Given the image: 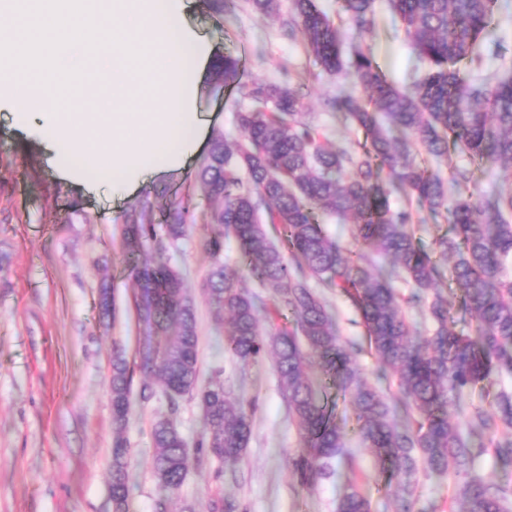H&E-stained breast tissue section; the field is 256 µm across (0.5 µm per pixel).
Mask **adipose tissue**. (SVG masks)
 <instances>
[{
	"mask_svg": "<svg viewBox=\"0 0 512 512\" xmlns=\"http://www.w3.org/2000/svg\"><path fill=\"white\" fill-rule=\"evenodd\" d=\"M193 0H0V89L23 133L44 141L64 181L123 197L185 167L206 127L194 68L208 38L185 22ZM102 32L88 43L81 35Z\"/></svg>",
	"mask_w": 512,
	"mask_h": 512,
	"instance_id": "ef3b65f1",
	"label": "adipose tissue"
}]
</instances>
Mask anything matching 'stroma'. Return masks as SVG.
<instances>
[{"label":"stroma","instance_id":"35a3bbf8","mask_svg":"<svg viewBox=\"0 0 512 512\" xmlns=\"http://www.w3.org/2000/svg\"><path fill=\"white\" fill-rule=\"evenodd\" d=\"M375 9L376 26L366 38L342 27L343 50L366 42L390 81L403 85L418 60L387 0H376ZM187 22L205 31L215 50L246 54V78L304 83L305 109L327 137L356 141L354 131L323 111L327 96L350 89L348 73H326L302 37L285 38L278 21L245 5L219 23L198 2ZM195 78L210 124L200 142L205 152L216 135L237 137V104L225 91L214 90L209 68ZM198 165L191 159L187 168L157 175L116 203L110 189L94 195L60 180L41 139L18 136L0 119V512H112V408L106 391L112 346L120 344L134 361L148 340L135 306L137 286L128 273L124 227L142 211L159 217L181 198L189 202L191 227L171 248L169 262L182 273L194 301L200 380L208 382L221 371L255 407L252 436L238 464L240 480H216L219 464L208 462L189 471L179 502L201 510L219 491L245 503L248 512H336L340 496L353 484L367 495L370 512H395L377 478L374 455L353 438L347 441L352 464L336 460L334 476L311 490L298 485L292 461L301 441L273 362L265 357L243 367L225 353L224 326L203 291L212 265L204 240L217 226L213 205L193 183ZM104 285L116 304L108 320L98 308ZM319 295L342 336L361 344L355 361L367 379H375L378 361L365 346L358 311L340 293L323 288ZM131 412L126 438L135 489L129 512H153L158 487L147 465L153 453L151 427L158 417L172 415L192 444L203 430L202 410L187 396L173 414L161 397L133 399ZM462 486V478L451 473L421 477L417 512H452L460 505Z\"/></svg>","mask_w":512,"mask_h":512}]
</instances>
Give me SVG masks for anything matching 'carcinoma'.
<instances>
[{
  "label": "carcinoma",
  "instance_id": "carcinoma-1",
  "mask_svg": "<svg viewBox=\"0 0 512 512\" xmlns=\"http://www.w3.org/2000/svg\"><path fill=\"white\" fill-rule=\"evenodd\" d=\"M247 2L256 14L279 18L286 34L300 33L326 71L349 72L364 96L342 91L325 105L363 139L354 147L327 143L322 127L303 111L299 91L256 78L244 82L242 58L215 53L214 84L250 102L236 112L241 138L215 136L195 177L205 198L220 203L218 231L205 241L214 264L204 291L218 316L229 320L225 352L242 366L272 356L302 441L293 474L303 488L329 476L334 459L350 456L337 402L325 398L322 383L307 374L316 362L354 407L357 434L376 457L397 512H414L422 470L468 477L461 512H512L511 482L472 474L476 457L484 453L512 462V440H496L512 431V392L493 394L488 410L474 408L466 435L448 417V406L464 391L485 389L493 375H512V280L503 279L512 257V193L475 197L470 168L512 163V75L490 80L466 72L481 64L477 47L492 34L509 0H389L394 20L427 63L426 71L404 86L389 81L360 46L343 57L339 28L316 0H292L285 17L278 0ZM374 2L340 0V10L359 33H370ZM206 7L218 19L239 3L206 0ZM452 150L469 164L456 167L448 182L417 161L423 152L438 159ZM394 191L406 196L407 209L391 210ZM415 208L445 213L448 231L431 250L408 231ZM188 214L189 205L179 200L159 224L125 225L130 275L139 288L136 305L149 333L163 341L141 354L137 366L113 346L112 512H128L133 488L125 430L135 371L141 373V401L161 394L173 414L189 395L203 412V433L193 453L171 417L154 422L150 467L159 493L153 512H172V500L194 465L215 457L234 467L251 438L255 402H245L225 385L220 369L207 384L199 380L195 306L182 274L167 262L170 247L187 234ZM333 215L353 217L362 249L349 250L323 231V218ZM226 237L239 243L245 270L268 295L239 286L240 271L224 265ZM370 250L389 258L390 267H373ZM450 254L457 256L450 288L460 292L462 313L476 321L467 334L454 330L452 301L435 288ZM401 275L413 285L405 299L392 286ZM314 279L342 292L359 312L380 362L378 382L352 366L358 344L339 336L334 315L311 286ZM404 303L427 312L432 323L427 335L414 336ZM262 312L282 325L261 331ZM205 512L246 508L217 493ZM337 512H370V503L351 486Z\"/></svg>",
  "mask_w": 512,
  "mask_h": 512
}]
</instances>
